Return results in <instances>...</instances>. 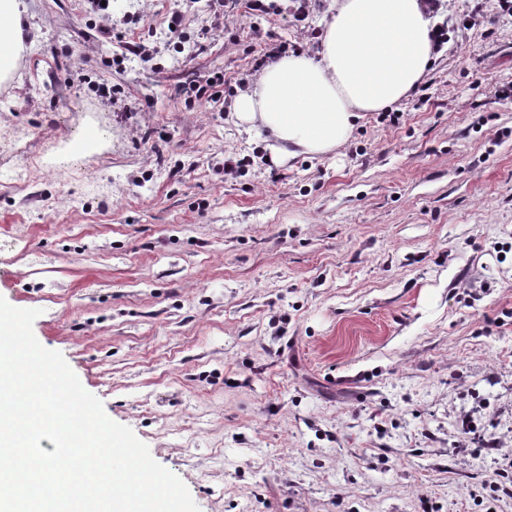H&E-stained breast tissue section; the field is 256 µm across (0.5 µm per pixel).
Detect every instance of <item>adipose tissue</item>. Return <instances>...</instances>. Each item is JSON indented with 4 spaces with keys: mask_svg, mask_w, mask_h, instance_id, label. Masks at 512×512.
I'll return each mask as SVG.
<instances>
[{
    "mask_svg": "<svg viewBox=\"0 0 512 512\" xmlns=\"http://www.w3.org/2000/svg\"><path fill=\"white\" fill-rule=\"evenodd\" d=\"M25 0H0V83L25 50ZM425 0H336L315 56L263 67L235 102L239 126L263 133L273 163L336 156L357 120L408 98L433 60Z\"/></svg>",
    "mask_w": 512,
    "mask_h": 512,
    "instance_id": "1",
    "label": "adipose tissue"
}]
</instances>
